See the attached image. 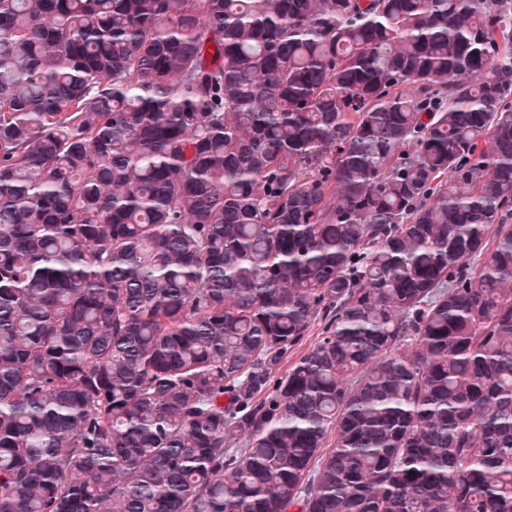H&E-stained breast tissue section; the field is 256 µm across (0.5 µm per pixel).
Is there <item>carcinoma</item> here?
<instances>
[{
  "instance_id": "1",
  "label": "carcinoma",
  "mask_w": 512,
  "mask_h": 512,
  "mask_svg": "<svg viewBox=\"0 0 512 512\" xmlns=\"http://www.w3.org/2000/svg\"><path fill=\"white\" fill-rule=\"evenodd\" d=\"M0 512H512V0H0Z\"/></svg>"
}]
</instances>
